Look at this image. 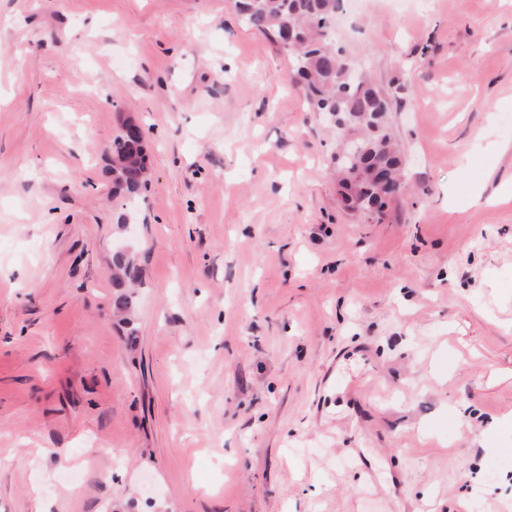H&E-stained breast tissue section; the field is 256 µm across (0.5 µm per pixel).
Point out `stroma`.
<instances>
[{"instance_id":"35a3bbf8","label":"stroma","mask_w":512,"mask_h":512,"mask_svg":"<svg viewBox=\"0 0 512 512\" xmlns=\"http://www.w3.org/2000/svg\"><path fill=\"white\" fill-rule=\"evenodd\" d=\"M335 39L402 151L379 222L233 0H0V512H512V0ZM112 267V283L115 288H136L142 284L140 279L130 277V270L137 267L136 257L133 254L115 255Z\"/></svg>"}]
</instances>
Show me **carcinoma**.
<instances>
[{"label": "carcinoma", "instance_id": "cac0c4a2", "mask_svg": "<svg viewBox=\"0 0 512 512\" xmlns=\"http://www.w3.org/2000/svg\"><path fill=\"white\" fill-rule=\"evenodd\" d=\"M342 0H234L244 22L266 36L279 39L283 30L291 32V54L297 76L304 83L306 101L313 110L331 108L337 122L361 135L360 157H345L336 168L346 199H368L377 203L375 214L382 215L387 197L366 176L373 162L379 161L396 176H401L402 161L395 153L384 118L388 109L379 110L380 93L368 81L352 84L344 65L348 58L336 46L333 27ZM113 189L133 194L140 189L133 172L112 169ZM137 266L132 254H118L112 260V283L116 288H134L141 280L130 277Z\"/></svg>", "mask_w": 512, "mask_h": 512}]
</instances>
